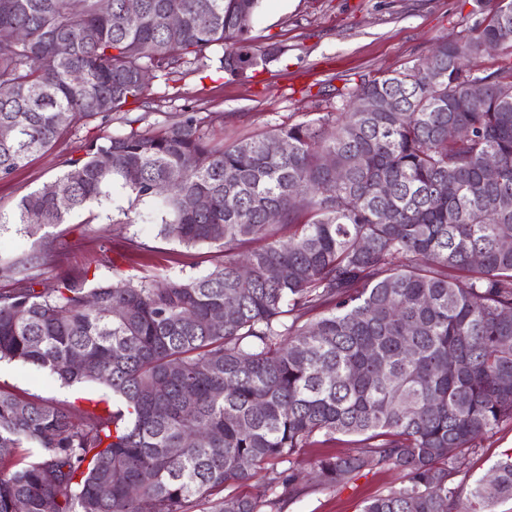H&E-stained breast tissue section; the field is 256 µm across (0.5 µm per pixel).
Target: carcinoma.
I'll return each mask as SVG.
<instances>
[{
  "label": "carcinoma",
  "mask_w": 512,
  "mask_h": 512,
  "mask_svg": "<svg viewBox=\"0 0 512 512\" xmlns=\"http://www.w3.org/2000/svg\"><path fill=\"white\" fill-rule=\"evenodd\" d=\"M261 2L141 0L132 18L125 0L107 12L98 0H0V28L27 34L0 42V127L15 131L0 141V180L67 134L60 113L107 122L142 99L143 72L163 76L216 46L233 77L277 60L288 47L249 50ZM173 8L176 27L164 20ZM489 41L512 47V0L425 62L340 94L334 112L216 146L186 111L156 131L93 139L53 181L57 196L24 197L17 221L32 230L114 187L125 216L160 197L159 235L224 261L158 283L73 279L39 252L0 257L12 283L0 291V360L112 392L76 408L0 389V512H193L203 494L204 512H262L276 506L267 492H294L293 472L260 495L224 496V485L320 434L355 443L315 462L330 485L381 465L404 472L362 512H491L512 498V455L466 502L451 486L475 440L512 422V248L501 247L512 241V62L471 67ZM361 96L396 109L356 112ZM450 124L465 136L448 140ZM272 140L288 154L269 152ZM188 196L208 205L191 210ZM247 242L257 247L241 251ZM45 266L52 288L34 273ZM224 308L232 316L212 321Z\"/></svg>",
  "instance_id": "cac0c4a2"
}]
</instances>
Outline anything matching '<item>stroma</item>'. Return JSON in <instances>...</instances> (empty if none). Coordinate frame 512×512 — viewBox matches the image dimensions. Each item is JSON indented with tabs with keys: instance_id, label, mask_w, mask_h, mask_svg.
<instances>
[{
	"instance_id": "35a3bbf8",
	"label": "stroma",
	"mask_w": 512,
	"mask_h": 512,
	"mask_svg": "<svg viewBox=\"0 0 512 512\" xmlns=\"http://www.w3.org/2000/svg\"><path fill=\"white\" fill-rule=\"evenodd\" d=\"M491 7L490 0H263L253 21L252 49L259 53L276 41L287 46L285 56L243 77L219 71L214 58L183 64L151 81L143 102L114 112L110 122L73 120L67 135L0 181V253L61 252L75 278L88 271L103 280L209 273L223 261V252L161 237L157 201L138 205L133 222L128 223L122 215L127 199L116 190L93 211L78 212L67 223L33 235L13 223L12 217L24 196L62 172L64 161L83 155L89 138L153 130L176 121L188 108L203 118L206 134L228 142L307 121L334 111L338 90L413 66L437 40L466 35ZM104 253L112 256L114 268L99 265ZM1 386L59 405H79L105 392L98 384L66 387L41 369L7 360L0 361ZM352 448L347 437L320 435L315 443L299 449L291 466L302 477L300 491L283 512H361L364 502L403 483L402 472L389 466L361 471L344 486L323 483L313 469L315 460ZM510 452L512 422H506L478 439L475 452L465 457L454 478L455 486L468 493Z\"/></svg>"
}]
</instances>
